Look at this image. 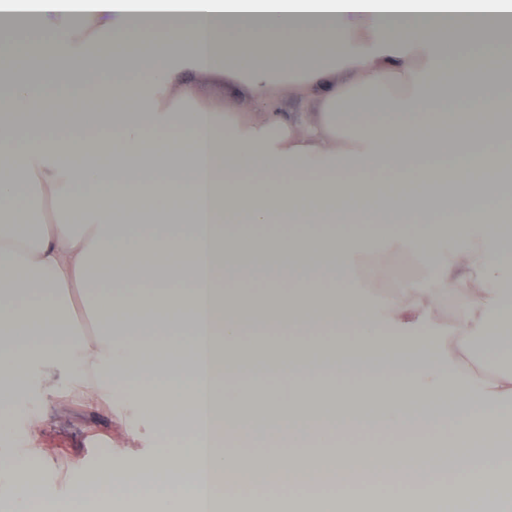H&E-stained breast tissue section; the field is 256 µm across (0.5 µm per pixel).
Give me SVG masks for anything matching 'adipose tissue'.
Returning <instances> with one entry per match:
<instances>
[{"label":"adipose tissue","mask_w":512,"mask_h":512,"mask_svg":"<svg viewBox=\"0 0 512 512\" xmlns=\"http://www.w3.org/2000/svg\"><path fill=\"white\" fill-rule=\"evenodd\" d=\"M512 14V0H0V31L22 17L52 33L69 74L42 68L35 80L0 85V397L16 391L18 367L35 362L46 373L76 359L94 379L146 392L153 405L182 403L179 443L161 448L144 471L117 470L86 480L67 498L35 489L32 512H86L104 501L150 512H291L311 471L327 469L332 488L310 512H342L345 502L389 497V512H512V452L487 447L478 423L512 414V344L490 329L486 283L512 263V231L498 228L489 242H465L442 260L454 281L422 292L405 287L388 301L379 323L362 299L318 293L315 272L342 274L365 251L360 230L375 224L415 226L430 249L443 225L465 229L489 208L512 209V182L502 177L497 120H457L472 102L498 111L512 96L502 62L512 57L505 27L483 25L485 15ZM290 28L296 46L243 40V33ZM456 57L439 50L445 32ZM500 49L496 65L469 50L473 35ZM120 38L113 60L89 43ZM237 84L253 103L267 96L310 98L315 109L266 112L261 119L235 109L201 105V91L217 80ZM108 95L118 108L97 115L115 138L74 140L54 135V113L34 109L35 89ZM461 163L446 167L449 154ZM394 170L378 184L364 173ZM258 176L242 182L240 168ZM450 183L452 196L437 187ZM52 222L32 221L45 199ZM306 224L286 231L255 260L306 272L297 290L275 307L256 305L249 292L226 290L224 275L240 264L239 224ZM151 280L146 294L109 290V282ZM185 283L182 291L171 282ZM92 309L94 341L74 331L68 314L72 287ZM466 304L443 327L441 346L426 332L438 305L453 290ZM277 321L316 333L345 322L364 334L322 345L309 342L287 355L244 366L241 338L260 322ZM482 335L504 364L492 392L475 388L449 400L438 386L471 358ZM185 352L206 348L207 364L173 358L134 372L152 337ZM310 361L347 373L388 367L393 386L331 397L308 391L286 407L265 406L247 416L248 399L224 398L223 386L245 373H293ZM207 395L225 435L264 445L300 444L320 429L348 433L382 423L398 433L377 470L394 469L400 489L378 480L355 487L367 461L356 451L308 450L285 459L229 460L204 430L195 410ZM451 427L448 448L414 450L411 435ZM237 475L233 491L206 494L203 471Z\"/></svg>","instance_id":"1"}]
</instances>
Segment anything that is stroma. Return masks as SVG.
Masks as SVG:
<instances>
[{"instance_id": "35a3bbf8", "label": "stroma", "mask_w": 512, "mask_h": 512, "mask_svg": "<svg viewBox=\"0 0 512 512\" xmlns=\"http://www.w3.org/2000/svg\"><path fill=\"white\" fill-rule=\"evenodd\" d=\"M400 235L404 245L397 249L389 244L391 231H367L366 251L347 271L353 291H364L367 306L378 314L386 298L401 285L431 290L444 275L439 256L458 244L452 232L441 233L433 240L432 257L427 258L419 252L416 232L404 229ZM401 265L407 268L404 280H391V270ZM299 279L296 271L248 268L230 271L226 286L234 289L246 285L260 294L274 281L285 290L295 289ZM15 379L21 391L1 408L9 427L0 430V465L23 470L60 497L69 496L75 485L116 465L142 470L151 465L164 445V418L148 414L146 393L116 384L111 395H103L79 361L60 368L48 386L43 385L37 365L19 368ZM396 379V374L388 371L339 374L319 370L294 377L247 373L225 385L223 393L228 397L246 394L262 402L270 398L287 402L306 386L344 395L355 389L389 385Z\"/></svg>"}]
</instances>
